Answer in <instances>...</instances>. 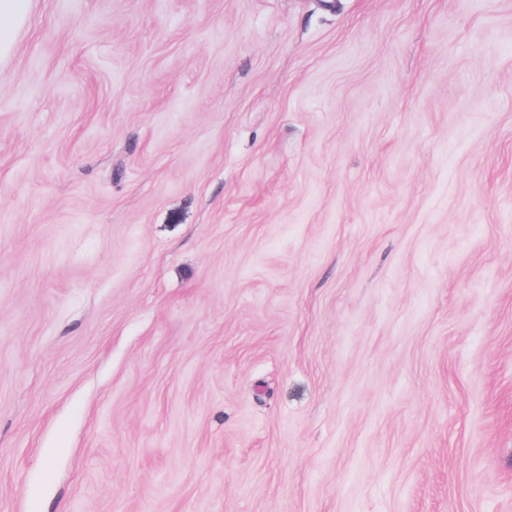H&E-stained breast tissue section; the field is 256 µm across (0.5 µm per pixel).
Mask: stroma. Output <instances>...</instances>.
<instances>
[{"instance_id":"obj_1","label":"stroma","mask_w":512,"mask_h":512,"mask_svg":"<svg viewBox=\"0 0 512 512\" xmlns=\"http://www.w3.org/2000/svg\"><path fill=\"white\" fill-rule=\"evenodd\" d=\"M0 512H512V0H30Z\"/></svg>"}]
</instances>
